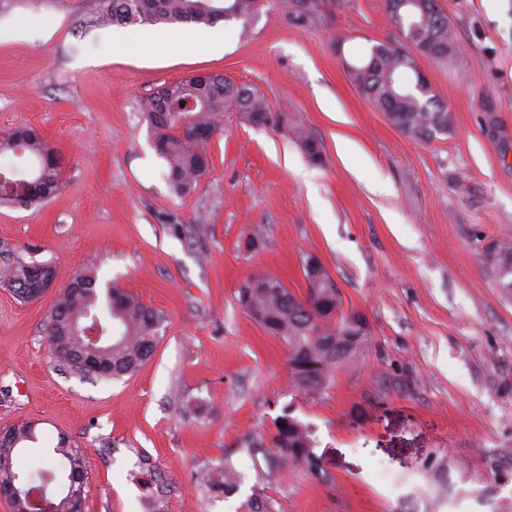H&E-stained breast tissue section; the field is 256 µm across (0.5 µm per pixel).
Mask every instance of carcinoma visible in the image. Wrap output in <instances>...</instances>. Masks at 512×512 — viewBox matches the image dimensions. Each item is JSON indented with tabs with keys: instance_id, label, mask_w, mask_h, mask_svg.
Segmentation results:
<instances>
[{
	"instance_id": "obj_1",
	"label": "carcinoma",
	"mask_w": 512,
	"mask_h": 512,
	"mask_svg": "<svg viewBox=\"0 0 512 512\" xmlns=\"http://www.w3.org/2000/svg\"><path fill=\"white\" fill-rule=\"evenodd\" d=\"M393 0L385 9L401 37L370 47L347 64L354 87L385 118L405 135L420 141L430 139L437 124L451 127L453 115L434 91L420 82L414 54L427 39L441 48L434 60L452 64L459 56L456 30L439 0H411L393 13ZM269 0H102V16L124 25L193 23L211 26L224 21H254ZM288 13L298 25H306L321 15L323 0H288ZM142 112L154 136L157 154L165 161L166 179L177 194L190 192L209 168L207 146L224 129V119L234 115L243 124L284 129L289 138L313 164L323 163L324 144L301 121L288 120V113L274 111L255 87L236 84L219 74L194 75L171 83L142 102ZM12 152L27 156L37 164L35 174L25 180L30 196L19 199L0 184V203L19 207L45 201L59 192L60 159L38 131L18 127L0 137V154ZM488 259L500 272L512 268V240L492 242ZM36 261L13 256L9 248L0 250V277L14 293L30 301L31 267ZM306 289L298 295L282 280L261 273L248 278L238 289L240 309L265 332L280 339L288 354V366L296 388L306 395L325 391L336 370L352 363L365 343L368 332L365 318L357 311L344 309L339 288H333L330 275L319 257L306 253L300 258ZM163 312L144 304L140 298L117 285L112 293L97 288L94 276L77 274L60 290L46 321L57 361L68 365L69 352L57 340L63 328L97 325L101 340L92 345L78 341L84 357L108 369L103 379L135 372L154 353L159 343ZM285 422L281 428L278 423ZM268 435L270 447L251 442V454L263 456L264 478L277 477L285 467L298 468L314 479L327 483L329 477L313 453L309 426L286 413L273 422ZM12 439L0 438V489L24 485L14 468V456L37 442L35 428H10ZM53 453L61 461V494L48 493V484L29 485L34 495L31 512H79L85 493L84 460L80 449L62 438ZM196 483L213 498H226L240 487L242 474L231 458L208 463L195 472ZM239 512H271V503L259 493L250 495Z\"/></svg>"
}]
</instances>
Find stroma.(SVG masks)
I'll return each mask as SVG.
<instances>
[{
	"label": "stroma",
	"mask_w": 512,
	"mask_h": 512,
	"mask_svg": "<svg viewBox=\"0 0 512 512\" xmlns=\"http://www.w3.org/2000/svg\"><path fill=\"white\" fill-rule=\"evenodd\" d=\"M100 0H0V133L38 130L58 151L62 188L31 208L0 205V244L118 283L163 311L152 358L119 379L59 365L44 331L52 296L0 282V430L32 422L43 449L81 448V512H146L147 456L169 512H237L254 489L272 512H512V295L486 257L512 239V0H440L463 47L448 66L419 61L453 127L422 142L351 85L347 62L396 28L384 0H324L293 24L271 0L250 27L100 22ZM344 46H337V39ZM221 74L289 107L325 147L310 163L282 131L228 120L211 165L176 194L141 111L181 78ZM493 103L488 130L483 106ZM176 215L190 231L163 224ZM259 241L244 248L246 238ZM316 254L369 335L357 362L318 396L299 392L281 341L237 304L257 273L293 292ZM290 414L313 429L330 478L260 480L250 440ZM231 457L229 498L192 480Z\"/></svg>",
	"instance_id": "35a3bbf8"
}]
</instances>
